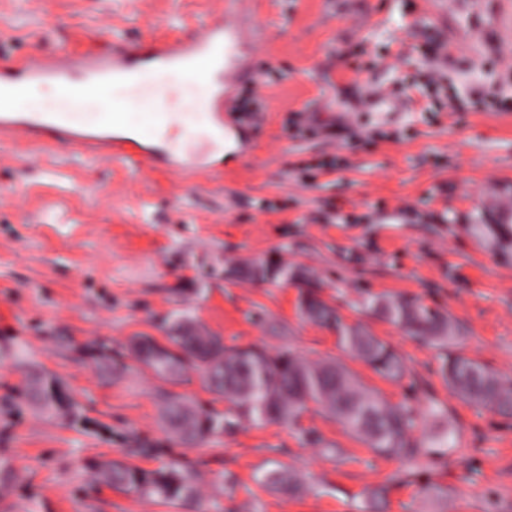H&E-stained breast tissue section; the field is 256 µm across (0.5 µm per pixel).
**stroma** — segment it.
<instances>
[{
	"label": "stroma",
	"mask_w": 512,
	"mask_h": 512,
	"mask_svg": "<svg viewBox=\"0 0 512 512\" xmlns=\"http://www.w3.org/2000/svg\"><path fill=\"white\" fill-rule=\"evenodd\" d=\"M227 0H0V58L108 51L175 36L184 20L218 17ZM253 0L251 46L271 76L241 82L263 110L225 114L224 152L189 178L133 170L46 141L0 143V512H357L385 488V512H512V414L451 394L437 349L361 304L415 297L449 315L462 351L512 379V258L469 227L483 209L512 208V111H462L472 90L512 84V0ZM439 28L448 42L439 90L419 94L411 44ZM308 110L370 138L296 136ZM303 269L346 323L367 327L404 359L388 382L338 348L334 331L300 319L297 288L240 269L258 258ZM185 315L229 347H289L340 360L389 402L445 407L415 436L453 430L457 444L422 481L392 482L399 462L376 457L336 420L243 423L198 446L160 421L166 393L225 410L198 372L172 384L127 350L163 338ZM122 354L101 370L89 345ZM52 378L60 400L31 396ZM196 466L198 501L171 506L105 486L101 463ZM304 481L294 497L263 492L275 466Z\"/></svg>",
	"instance_id": "stroma-1"
}]
</instances>
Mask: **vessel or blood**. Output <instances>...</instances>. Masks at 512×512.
Returning <instances> with one entry per match:
<instances>
[{
	"instance_id": "1",
	"label": "vessel or blood",
	"mask_w": 512,
	"mask_h": 512,
	"mask_svg": "<svg viewBox=\"0 0 512 512\" xmlns=\"http://www.w3.org/2000/svg\"><path fill=\"white\" fill-rule=\"evenodd\" d=\"M191 28L192 36L185 39L153 43L139 50L116 46L109 54L79 62L65 53L21 66L1 59L0 140L45 136L85 154H107L129 166L146 163L180 178L208 167L205 154L163 149L156 141L157 129L174 114L190 125L206 113L216 129H223L229 88L245 76L258 81L261 72L246 56L255 27L243 0H236L224 16L196 20ZM138 55L155 67L178 72L188 93L184 105H174L150 77L131 76L132 61ZM47 81L64 91L61 109L28 111L26 88ZM114 83L131 87L132 107L108 122L89 125L78 121L74 101L100 99L104 87Z\"/></svg>"
}]
</instances>
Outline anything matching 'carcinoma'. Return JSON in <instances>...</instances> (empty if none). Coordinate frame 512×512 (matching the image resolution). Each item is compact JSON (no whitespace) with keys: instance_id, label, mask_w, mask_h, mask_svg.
<instances>
[{"instance_id":"obj_1","label":"carcinoma","mask_w":512,"mask_h":512,"mask_svg":"<svg viewBox=\"0 0 512 512\" xmlns=\"http://www.w3.org/2000/svg\"><path fill=\"white\" fill-rule=\"evenodd\" d=\"M470 228L499 252H512L511 209L485 211ZM244 274L258 281L283 280L296 285V312L300 318L333 328L337 345L359 357L381 378L397 381L404 377L405 362L396 350L380 337L348 325L320 297L305 272L281 267L270 259H258L244 269ZM364 308L436 347L440 352L437 374L459 397L474 406L512 413V381L460 351L461 336L449 317L418 299H371ZM130 350L136 360L169 382L176 381L188 367L198 369L208 389L229 403L224 411L193 410L181 396L166 394L163 422L184 444L229 433L244 419L256 425L296 424L308 411L310 401L359 437L374 455L411 468L423 459L448 456V449L456 443V434L451 430L419 439L412 437L419 418L443 414L442 406L433 398L427 399L421 409L407 401L392 405L333 360L311 363L292 348H227L222 337L199 328L188 317L173 321L165 341L137 336L132 339ZM102 470L105 481L114 489L156 497L173 505L198 498L190 466L145 470L117 459L102 466ZM254 482L264 491L282 494H294L300 489L295 475L279 467L256 474ZM384 494L383 487L372 491L358 505L359 512H380Z\"/></svg>"}]
</instances>
